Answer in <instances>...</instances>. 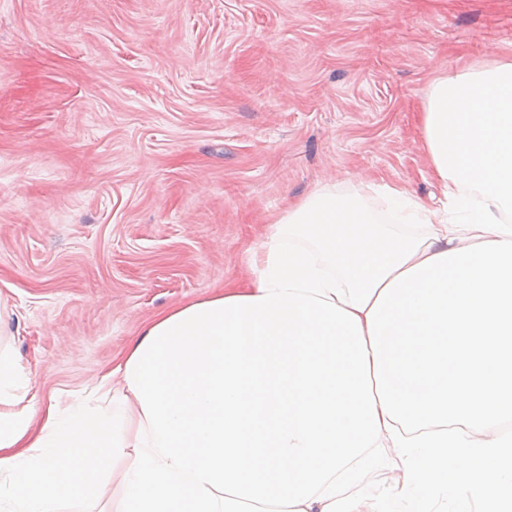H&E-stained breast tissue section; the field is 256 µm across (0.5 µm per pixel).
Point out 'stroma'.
<instances>
[{
  "label": "stroma",
  "instance_id": "35a3bbf8",
  "mask_svg": "<svg viewBox=\"0 0 512 512\" xmlns=\"http://www.w3.org/2000/svg\"><path fill=\"white\" fill-rule=\"evenodd\" d=\"M512 56V0H0V314L42 395L255 278L316 188L436 187L438 70Z\"/></svg>",
  "mask_w": 512,
  "mask_h": 512
}]
</instances>
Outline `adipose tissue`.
<instances>
[{
	"instance_id": "1",
	"label": "adipose tissue",
	"mask_w": 512,
	"mask_h": 512,
	"mask_svg": "<svg viewBox=\"0 0 512 512\" xmlns=\"http://www.w3.org/2000/svg\"><path fill=\"white\" fill-rule=\"evenodd\" d=\"M420 129L430 201L316 189L253 280L160 313L94 384L42 398L0 351L4 512L114 474L132 512H512V59L441 73ZM394 474L391 462L386 460L366 477L362 486L363 494L369 499L375 498L380 490L393 483Z\"/></svg>"
}]
</instances>
